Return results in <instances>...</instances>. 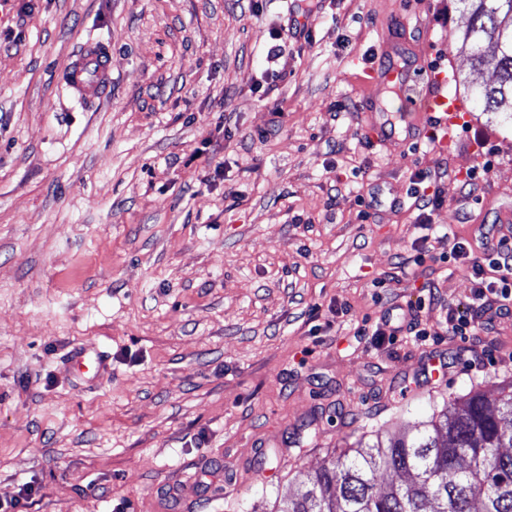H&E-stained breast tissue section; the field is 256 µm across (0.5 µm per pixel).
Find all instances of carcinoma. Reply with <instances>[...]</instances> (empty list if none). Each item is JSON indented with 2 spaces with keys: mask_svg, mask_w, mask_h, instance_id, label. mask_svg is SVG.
Masks as SVG:
<instances>
[{
  "mask_svg": "<svg viewBox=\"0 0 512 512\" xmlns=\"http://www.w3.org/2000/svg\"><path fill=\"white\" fill-rule=\"evenodd\" d=\"M456 41L493 81L476 90L485 112L512 118V0H457ZM500 404L480 391L448 402L440 421L413 435L345 448L274 512H512V384ZM385 469L399 480L377 486Z\"/></svg>",
  "mask_w": 512,
  "mask_h": 512,
  "instance_id": "1",
  "label": "carcinoma"
}]
</instances>
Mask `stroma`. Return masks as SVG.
I'll return each instance as SVG.
<instances>
[{"label": "stroma", "instance_id": "obj_1", "mask_svg": "<svg viewBox=\"0 0 512 512\" xmlns=\"http://www.w3.org/2000/svg\"><path fill=\"white\" fill-rule=\"evenodd\" d=\"M460 9L0 0V503L28 482L25 512H269L343 440L498 403L512 317L440 332L472 288L449 237L512 214V119L474 98ZM88 38L112 88L82 106L62 69ZM385 50L447 73V146L365 136L404 110L368 81ZM420 171L446 195L426 229ZM407 306L433 337L376 345Z\"/></svg>", "mask_w": 512, "mask_h": 512}]
</instances>
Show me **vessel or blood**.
I'll use <instances>...</instances> for the list:
<instances>
[{"label": "vessel or blood", "instance_id": "b4317fda", "mask_svg": "<svg viewBox=\"0 0 512 512\" xmlns=\"http://www.w3.org/2000/svg\"><path fill=\"white\" fill-rule=\"evenodd\" d=\"M368 75L370 82L403 91L409 115L408 133H415L423 118L436 112L444 115L443 128H450L451 117L458 107L455 101L441 92L445 84L443 74L428 72L424 84L419 87L409 85L407 73L393 64L375 65L369 69ZM62 81L78 101L91 103L103 98L112 85L109 46L92 40L83 43L65 64Z\"/></svg>", "mask_w": 512, "mask_h": 512}]
</instances>
